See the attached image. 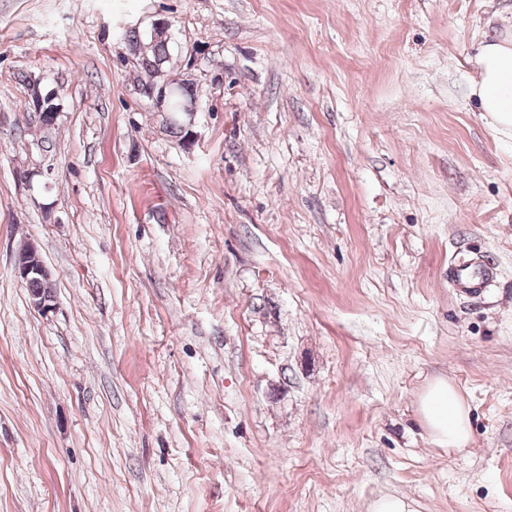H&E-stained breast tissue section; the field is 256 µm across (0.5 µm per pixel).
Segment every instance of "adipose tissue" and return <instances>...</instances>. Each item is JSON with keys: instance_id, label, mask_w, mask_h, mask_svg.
Segmentation results:
<instances>
[{"instance_id": "ef3b65f1", "label": "adipose tissue", "mask_w": 512, "mask_h": 512, "mask_svg": "<svg viewBox=\"0 0 512 512\" xmlns=\"http://www.w3.org/2000/svg\"><path fill=\"white\" fill-rule=\"evenodd\" d=\"M479 77L471 93L480 111L502 130L512 132V40L484 42L476 57ZM429 437L440 447L463 449L471 438V417L455 385L445 378L430 382L417 399Z\"/></svg>"}]
</instances>
